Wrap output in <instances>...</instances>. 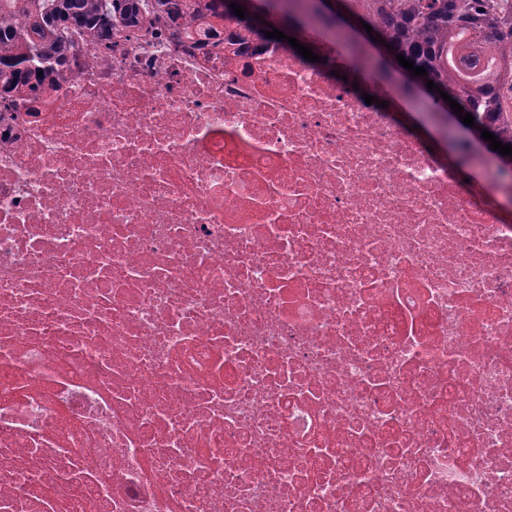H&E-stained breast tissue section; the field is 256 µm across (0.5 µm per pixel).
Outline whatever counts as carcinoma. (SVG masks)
<instances>
[{"mask_svg":"<svg viewBox=\"0 0 512 512\" xmlns=\"http://www.w3.org/2000/svg\"><path fill=\"white\" fill-rule=\"evenodd\" d=\"M142 0H0V97L17 89L54 85L67 65L65 34L76 32L94 41L112 39V32L136 26L142 16ZM245 18L232 12L226 0H199V23L213 15L236 23L245 35L265 37L276 28L292 37L307 25H315L334 35L341 47L354 51L358 46L338 28L336 12H326L316 0H262L261 14L255 15L249 0H239ZM342 11L372 27L391 48L386 56L364 54L374 78L387 82L403 74L396 55L401 54L425 68L427 74L405 80L401 90L410 98L431 80L439 90L427 92L437 113L425 112L426 121L448 153L459 163L469 164L489 153L499 161L498 171L512 175V156L490 149L481 137L487 130L502 144L512 145V111L502 107L499 87L512 80L504 67L512 53V0H341ZM187 9L186 0H153L155 13L177 22ZM463 106L474 117L469 127L456 120L461 138L448 127L449 102L440 92Z\"/></svg>","mask_w":512,"mask_h":512,"instance_id":"obj_1","label":"carcinoma"}]
</instances>
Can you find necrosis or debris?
I'll use <instances>...</instances> for the list:
<instances>
[{"label": "necrosis or debris", "instance_id": "4bbe7bcc", "mask_svg": "<svg viewBox=\"0 0 512 512\" xmlns=\"http://www.w3.org/2000/svg\"><path fill=\"white\" fill-rule=\"evenodd\" d=\"M237 31L0 99V512H512V183Z\"/></svg>", "mask_w": 512, "mask_h": 512}]
</instances>
